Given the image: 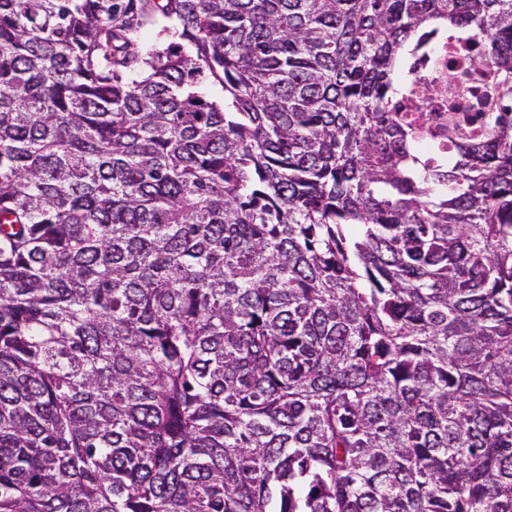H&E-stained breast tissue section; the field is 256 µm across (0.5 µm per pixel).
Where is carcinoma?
Returning <instances> with one entry per match:
<instances>
[{"mask_svg":"<svg viewBox=\"0 0 512 512\" xmlns=\"http://www.w3.org/2000/svg\"><path fill=\"white\" fill-rule=\"evenodd\" d=\"M0 512H512V0H0ZM432 48L411 61L408 93L403 100L402 112H408L422 129L427 143H437L443 155H451L448 148V125L451 120L461 121L456 129L458 137L470 129L463 118L468 112H493L496 100L486 88L490 78L483 73L475 46L460 34L452 37L430 35L425 37ZM454 60L452 68L448 61ZM438 87L435 91L434 88Z\"/></svg>","mask_w":512,"mask_h":512,"instance_id":"cac0c4a2","label":"carcinoma"}]
</instances>
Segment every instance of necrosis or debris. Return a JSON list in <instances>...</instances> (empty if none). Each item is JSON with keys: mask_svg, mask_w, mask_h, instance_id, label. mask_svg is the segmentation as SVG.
I'll list each match as a JSON object with an SVG mask.
<instances>
[{"mask_svg": "<svg viewBox=\"0 0 512 512\" xmlns=\"http://www.w3.org/2000/svg\"><path fill=\"white\" fill-rule=\"evenodd\" d=\"M428 52L411 62L403 109L415 118L427 142L448 143L451 120L468 112H491L496 101L489 92L479 48L461 35L428 36Z\"/></svg>", "mask_w": 512, "mask_h": 512, "instance_id": "obj_1", "label": "necrosis or debris"}]
</instances>
